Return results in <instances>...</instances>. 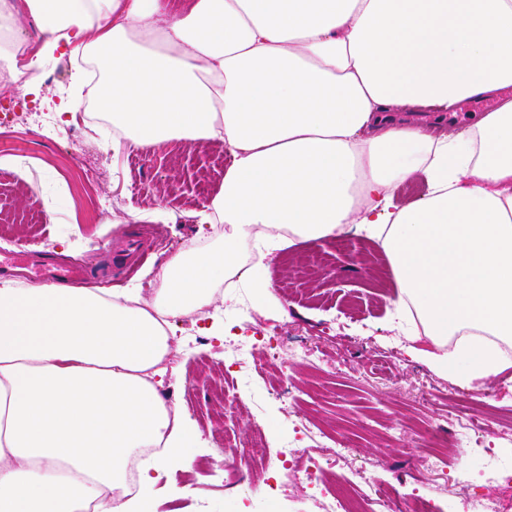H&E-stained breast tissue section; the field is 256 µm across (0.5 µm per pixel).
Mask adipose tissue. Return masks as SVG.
Wrapping results in <instances>:
<instances>
[{
    "mask_svg": "<svg viewBox=\"0 0 512 512\" xmlns=\"http://www.w3.org/2000/svg\"><path fill=\"white\" fill-rule=\"evenodd\" d=\"M35 18L29 83L62 49L95 60L97 106L139 148L221 142L233 162L200 223L222 240L173 255L136 290L0 281V512H143L201 433L160 394L175 322L248 262L353 229L379 242L417 357L463 385L506 367L512 341V0H0ZM497 106L461 137L435 121ZM426 193L397 205L394 187Z\"/></svg>",
    "mask_w": 512,
    "mask_h": 512,
    "instance_id": "obj_1",
    "label": "adipose tissue"
}]
</instances>
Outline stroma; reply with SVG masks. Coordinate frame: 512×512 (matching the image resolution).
<instances>
[{
    "instance_id": "35a3bbf8",
    "label": "stroma",
    "mask_w": 512,
    "mask_h": 512,
    "mask_svg": "<svg viewBox=\"0 0 512 512\" xmlns=\"http://www.w3.org/2000/svg\"><path fill=\"white\" fill-rule=\"evenodd\" d=\"M81 69L78 58L58 55L40 68L36 92L19 103L0 85V106L25 115L14 127L0 128V251L63 262L93 252L97 287L137 288L148 300L158 286L155 271L171 255L220 239V229L199 223L196 214L221 190L224 173L213 167L212 145L171 140L140 153L132 166L133 144L113 142L108 116L83 122L73 113L59 120L60 108L79 95L75 79ZM85 150L98 155L103 175L89 179L80 171L77 157ZM129 224L151 228L167 248L134 259L122 273L113 269L112 258L124 248ZM346 237L340 251L328 238L266 257L263 272L275 307L254 305L238 288L216 291L207 314L223 318L224 337L199 343L200 320L179 319L161 392L196 422L202 445L193 451L192 467L163 477L169 491L152 499L147 512H316L314 490L288 476L276 455L285 441L296 440L303 466L318 446H333L344 435L354 446L335 472L348 484H357L363 471L391 483L402 502L419 495L434 501L439 512H465L451 492L462 482L471 496L499 498L504 512H512V475L493 479L484 469L488 456L512 458V366L464 388L413 359L403 331L391 321L393 286L372 285L377 268L388 263L381 245L353 230ZM327 272L337 286L325 285ZM271 336L280 344L274 371L267 367ZM241 338L254 343L253 358L225 366V348ZM294 348L318 350L326 362L318 368L297 365ZM229 375L247 409L228 416L214 395ZM484 394L490 409L478 446L449 445L444 467H423V445L408 422L437 425L454 436L468 397ZM299 421L322 429L318 443L297 441ZM257 428L266 435L273 463L239 485H225V442L246 439Z\"/></svg>"
}]
</instances>
